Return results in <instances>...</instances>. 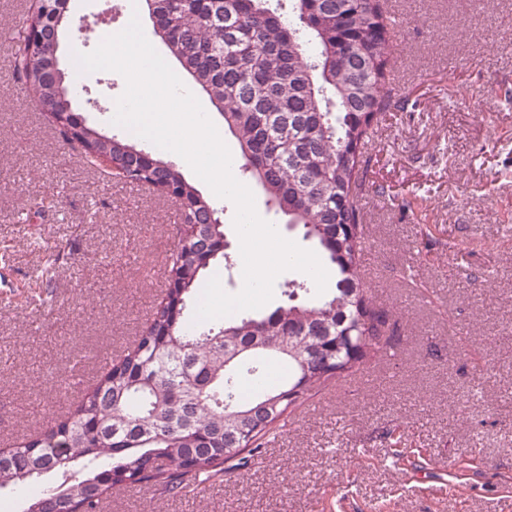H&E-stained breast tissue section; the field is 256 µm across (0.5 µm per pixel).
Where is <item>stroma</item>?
<instances>
[{
	"label": "stroma",
	"mask_w": 512,
	"mask_h": 512,
	"mask_svg": "<svg viewBox=\"0 0 512 512\" xmlns=\"http://www.w3.org/2000/svg\"><path fill=\"white\" fill-rule=\"evenodd\" d=\"M72 0L88 28L61 64L147 11ZM33 0H0V448L73 410L145 327L178 242L170 202L87 166L13 74L11 33ZM387 75L355 195L362 261L399 343L313 392L246 467L174 493L135 486L101 512H512V0H393ZM125 89L84 74L76 107L113 125ZM99 99L92 107L91 99ZM225 226L243 284L235 208L172 152Z\"/></svg>",
	"instance_id": "35a3bbf8"
}]
</instances>
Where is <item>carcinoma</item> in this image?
Returning a JSON list of instances; mask_svg holds the SVG:
<instances>
[{"label":"carcinoma","instance_id":"carcinoma-1","mask_svg":"<svg viewBox=\"0 0 512 512\" xmlns=\"http://www.w3.org/2000/svg\"><path fill=\"white\" fill-rule=\"evenodd\" d=\"M168 51L222 113L244 171L264 188L288 225L321 250L331 277L316 294L303 275L273 310L197 322L211 267L227 260L217 211L161 156L142 162L127 138L84 132V157H112L124 180L174 190L183 200L180 237L164 299L121 360L75 409L28 448L0 463V488H22L48 473L68 474V493L45 486L28 501L41 512H100L134 485L170 491L203 485L242 468L330 379L360 368L392 346L388 315L372 306L361 271L364 234L353 195L367 134L386 106V20L378 0H143ZM13 71L38 103L74 107L76 65L50 80L26 32L13 37ZM273 366L284 369L275 385ZM302 384L293 406L281 399ZM100 448L84 451L90 428ZM71 445L68 459L54 448Z\"/></svg>","mask_w":512,"mask_h":512}]
</instances>
